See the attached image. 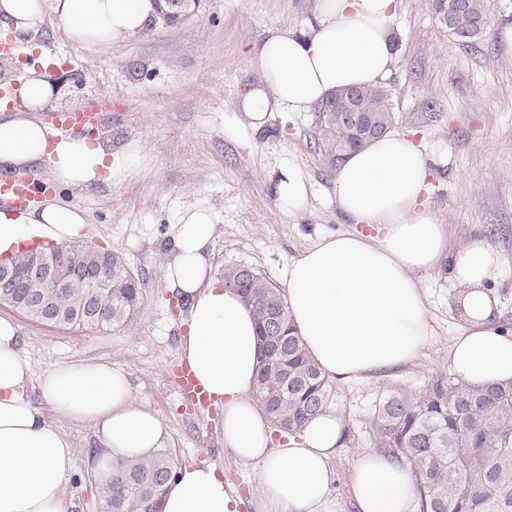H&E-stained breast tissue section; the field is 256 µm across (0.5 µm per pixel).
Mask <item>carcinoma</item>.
I'll return each mask as SVG.
<instances>
[{"instance_id":"1","label":"carcinoma","mask_w":512,"mask_h":512,"mask_svg":"<svg viewBox=\"0 0 512 512\" xmlns=\"http://www.w3.org/2000/svg\"><path fill=\"white\" fill-rule=\"evenodd\" d=\"M448 4L443 25L458 42L469 45L485 37L488 0H434V10ZM364 119L355 126L352 113L331 103L316 115V146L326 164L336 167V154L365 146L390 132L396 121L390 91L383 86L355 89ZM63 250L75 269L108 261L106 284L91 290L74 277L54 293V307L64 326L89 329L126 324L138 312L143 275L112 251L70 243L44 248ZM224 280L239 288L253 306L262 352L256 395L278 430L301 431L317 412L328 407L335 387L308 355L288 320L281 288L258 270L229 266ZM32 283L7 304L33 320ZM375 447L409 468L416 480L418 512H512V383L472 387L448 376L418 393L395 388L380 401L374 423ZM177 465L161 449L147 459L112 463V478L100 485L99 512H160L161 499Z\"/></svg>"}]
</instances>
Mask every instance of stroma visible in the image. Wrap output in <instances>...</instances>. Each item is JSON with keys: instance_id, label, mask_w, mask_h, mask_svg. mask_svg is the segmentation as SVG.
Listing matches in <instances>:
<instances>
[{"instance_id": "obj_1", "label": "stroma", "mask_w": 512, "mask_h": 512, "mask_svg": "<svg viewBox=\"0 0 512 512\" xmlns=\"http://www.w3.org/2000/svg\"><path fill=\"white\" fill-rule=\"evenodd\" d=\"M317 0H205L182 24L153 22L146 30L103 49L70 41L45 0L44 23L17 40L12 79H21L27 48H54L48 70L61 95L46 115L101 105L98 126L113 149L137 146L139 159L115 171L111 185L87 191L58 188L85 213L83 242L123 255L146 272L139 313L108 330L52 327L0 304V317L19 328L20 348L39 377L49 365L107 362L124 369L136 403L149 406L169 434L178 466L213 464L242 499L240 512H267L258 467L235 458L222 441L223 416L192 417L175 387L186 306L165 278L170 233L182 209L204 205L216 216L209 247L216 276L228 265L259 270L284 284L287 267L319 236L347 230L333 198L335 175L319 154L311 112L277 110L253 129L240 109L261 78L244 56L273 27L311 15ZM400 54L386 82L396 121L430 157L429 202L449 226L451 244L481 234L504 258L488 284L499 318L512 322V58L500 52L494 32L471 46L449 36L432 0H397ZM297 166L309 183L305 210H281L272 177ZM427 298L430 336L418 358L388 375L337 387L330 404L345 424V440L331 462L334 512H356L349 479L358 458L374 449L375 409L391 389L419 391L447 376L448 351L465 327L454 303L458 289L435 270L419 275ZM45 418L76 448L75 472L63 487L69 512H94L97 483L86 466L93 448L89 427L51 409Z\"/></svg>"}]
</instances>
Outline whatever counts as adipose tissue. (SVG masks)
Listing matches in <instances>:
<instances>
[{
	"mask_svg": "<svg viewBox=\"0 0 512 512\" xmlns=\"http://www.w3.org/2000/svg\"><path fill=\"white\" fill-rule=\"evenodd\" d=\"M69 39L105 46L140 32L156 15L154 0H56ZM396 0H318L312 17L271 32L246 55L262 77L241 100L253 127L270 109L308 112L334 90L378 85L396 62ZM43 0H0V24L23 34L43 21ZM50 58L28 66L14 97L0 101V173L46 167L57 185L87 190L111 182L131 151L102 139L58 133L39 117L54 92ZM429 158L407 135L388 133L339 163L333 181L337 209L351 230L321 236L286 270L288 316L326 377L338 384L371 379L410 365L429 339L426 298L417 277L447 266L461 290L467 322L449 350V372L476 385L512 381V331L496 324L487 283L504 259L486 238L450 246L448 227L428 200ZM279 207L304 208L308 187L294 166L273 181ZM215 215L185 207L171 234L166 281L188 304L182 356L194 378L224 412V446L259 466L257 481L273 512H328L329 462L343 445L333 410L303 433L274 440L254 384L258 336L253 308L236 288L211 275L209 245ZM86 224L80 208L43 198L31 209L0 210V254L44 239L67 243ZM30 364L16 325L0 318V512H68L64 483L76 450L26 395ZM37 388L56 414L92 429L97 451L87 467L106 480L112 461L148 457L169 436L149 408L136 404L124 370L107 363L70 362L46 368ZM358 512H414L416 486L408 468L379 451L365 453L351 476ZM240 498L216 466L177 469L162 512H239Z\"/></svg>",
	"mask_w": 512,
	"mask_h": 512,
	"instance_id": "1",
	"label": "adipose tissue"
}]
</instances>
